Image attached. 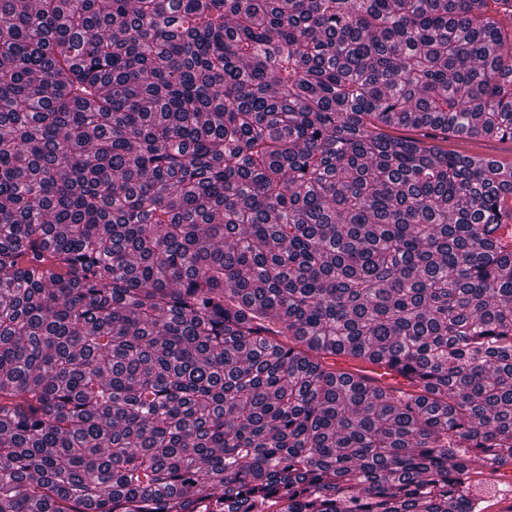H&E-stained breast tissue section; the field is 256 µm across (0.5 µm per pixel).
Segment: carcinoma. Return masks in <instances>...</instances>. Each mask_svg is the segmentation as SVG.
Instances as JSON below:
<instances>
[{"label": "carcinoma", "instance_id": "cac0c4a2", "mask_svg": "<svg viewBox=\"0 0 512 512\" xmlns=\"http://www.w3.org/2000/svg\"><path fill=\"white\" fill-rule=\"evenodd\" d=\"M473 137L512 140V0H0V512H483ZM336 367L343 371H351L356 376H365L376 385L402 389L408 386L407 380L402 375L394 370L388 369L384 365L371 363L354 364L344 355L336 359Z\"/></svg>", "mask_w": 512, "mask_h": 512}]
</instances>
